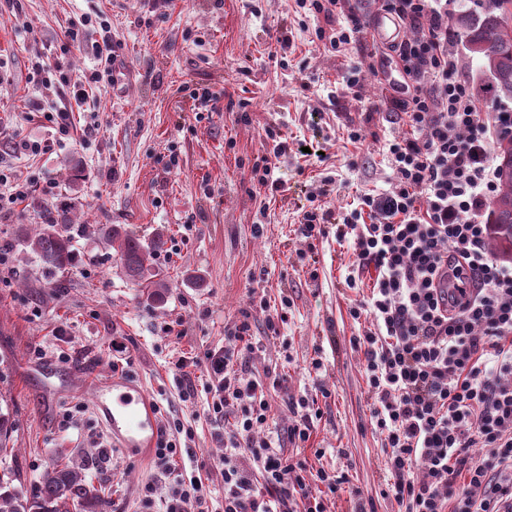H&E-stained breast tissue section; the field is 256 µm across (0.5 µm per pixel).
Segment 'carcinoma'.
<instances>
[{"label": "carcinoma", "mask_w": 512, "mask_h": 512, "mask_svg": "<svg viewBox=\"0 0 512 512\" xmlns=\"http://www.w3.org/2000/svg\"><path fill=\"white\" fill-rule=\"evenodd\" d=\"M451 26L465 58L480 62L483 78L473 84L475 96L490 105L512 101V0H480L478 10L460 11ZM33 207L40 212L42 224L35 234L27 233L21 240L45 270L64 272L75 258L71 229L76 203L70 199L51 205L35 202ZM487 220L498 226L494 247L506 240L512 243V178L499 177ZM98 234L105 248L115 252L125 276L146 290V300L164 302L170 285L153 269L151 259L167 243L165 230H157L146 243L120 224H101ZM15 480V472H0V512H107L106 489L95 485L88 468L74 460L45 468L30 497L12 487Z\"/></svg>", "instance_id": "cac0c4a2"}]
</instances>
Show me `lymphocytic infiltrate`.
<instances>
[{
    "instance_id": "1",
    "label": "lymphocytic infiltrate",
    "mask_w": 512,
    "mask_h": 512,
    "mask_svg": "<svg viewBox=\"0 0 512 512\" xmlns=\"http://www.w3.org/2000/svg\"><path fill=\"white\" fill-rule=\"evenodd\" d=\"M324 16L317 36L336 52L356 46L369 26L358 0H297ZM412 35L375 69L385 90L371 100L356 72L343 89L366 112L395 114L412 129L386 145L392 190L360 194L341 212L337 242L354 255L347 287L377 275L351 306L370 329L354 337L364 366L370 421L383 438L396 512H512V263L488 249L486 206L498 190L493 154L512 134V110L474 97L448 22V0H372ZM236 350L206 353L210 408L223 439L224 512H326L318 482L337 492L346 476L318 469L259 439L269 404L244 360L256 345L248 324L231 333ZM479 448L488 457L476 456ZM175 440L154 458L174 488L164 512H210L200 476L175 471Z\"/></svg>"
}]
</instances>
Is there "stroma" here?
<instances>
[{
    "label": "stroma",
    "instance_id": "stroma-1",
    "mask_svg": "<svg viewBox=\"0 0 512 512\" xmlns=\"http://www.w3.org/2000/svg\"><path fill=\"white\" fill-rule=\"evenodd\" d=\"M152 4L0 5V124L23 138L56 142L43 157L0 144V168L55 183L78 200V257L58 287L17 243L20 232L38 228L39 211L26 203L0 221V242L14 243L10 280L0 283V396L14 428L0 468L17 472L28 493L58 458L81 459L112 490L107 512H160L170 487L153 454L113 447L93 410L94 386L112 376V345L119 342L128 358L122 370L146 386L161 426L183 425L181 448L192 450V464L207 463L210 504L220 512L224 444L214 437L208 379L195 368L181 380L174 364L227 347V332L245 321L257 343L245 368L272 386L265 437L287 445L290 399L318 396L322 417L302 455L313 468L348 474L328 495V512H356V487L375 512H394V501L380 494L382 441L369 423L366 376L351 344L362 325L349 308L369 295L375 274L348 288L353 255L334 235L358 190L391 189L384 146L411 133L387 113L367 117L342 89V74L356 69L369 93L381 97L371 66L386 47L369 35L348 52L332 50L315 34L323 17L295 0H173L163 12ZM85 14L103 15L108 27L88 26L81 44L67 42L64 30ZM280 30L291 48L276 43ZM107 37L116 46L111 80L99 82L87 102L61 101L72 135L27 121L42 104L37 67L50 60L66 77L91 75L95 47ZM204 88L219 96L220 109L200 119L193 95ZM352 127L363 134L355 145L347 138ZM270 128L292 142L316 143L326 156L280 157L274 175L282 188L272 197L252 174ZM312 209L323 213L326 234L311 242L300 217ZM101 224L123 225L145 241L164 229L167 244L152 260L170 284L163 304L147 303L125 277L98 240ZM285 297V320L269 326ZM317 357L323 366L316 372L310 362ZM46 363L61 373L50 384L37 371ZM319 448L324 456H316Z\"/></svg>",
    "mask_w": 512,
    "mask_h": 512
}]
</instances>
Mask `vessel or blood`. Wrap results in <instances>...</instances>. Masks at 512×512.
Returning a JSON list of instances; mask_svg holds the SVG:
<instances>
[{
    "instance_id": "obj_1",
    "label": "vessel or blood",
    "mask_w": 512,
    "mask_h": 512,
    "mask_svg": "<svg viewBox=\"0 0 512 512\" xmlns=\"http://www.w3.org/2000/svg\"><path fill=\"white\" fill-rule=\"evenodd\" d=\"M375 38L386 45L401 36L399 21L390 14L375 15L371 23ZM93 407L101 417L114 447L150 451L161 439L153 400L141 383L115 375L94 388Z\"/></svg>"
}]
</instances>
